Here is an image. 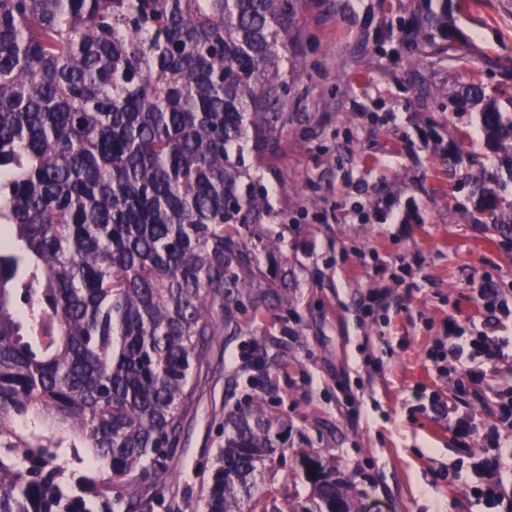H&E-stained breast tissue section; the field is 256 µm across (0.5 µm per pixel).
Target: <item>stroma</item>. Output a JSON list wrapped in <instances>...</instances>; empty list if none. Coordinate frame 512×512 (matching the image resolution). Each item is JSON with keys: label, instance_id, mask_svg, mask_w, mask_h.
Segmentation results:
<instances>
[{"label": "stroma", "instance_id": "35a3bbf8", "mask_svg": "<svg viewBox=\"0 0 512 512\" xmlns=\"http://www.w3.org/2000/svg\"><path fill=\"white\" fill-rule=\"evenodd\" d=\"M287 128L278 157L253 169L273 214L240 229L265 302L234 306L171 450L164 486L133 481L153 512H199L224 443V417L251 399L290 425L272 482L305 494L300 457L333 460L360 512H490L474 488L483 442L459 446L421 411L427 354L455 317L487 329L481 289L512 298V233L472 219L470 176L512 146L487 141L477 107L445 99L481 78L511 103L512 0H453L469 59L421 71L398 28L412 0H289ZM386 306L366 314L369 291ZM504 381L464 395L475 423L494 420Z\"/></svg>", "mask_w": 512, "mask_h": 512}]
</instances>
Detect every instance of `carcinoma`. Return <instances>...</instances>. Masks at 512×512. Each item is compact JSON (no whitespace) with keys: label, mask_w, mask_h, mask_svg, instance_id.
Here are the masks:
<instances>
[{"label":"carcinoma","mask_w":512,"mask_h":512,"mask_svg":"<svg viewBox=\"0 0 512 512\" xmlns=\"http://www.w3.org/2000/svg\"><path fill=\"white\" fill-rule=\"evenodd\" d=\"M400 31L417 64L448 59L451 0ZM288 0H0V512H151L228 304L266 293L239 224L271 212L244 152L274 159L287 124ZM492 140L512 116L470 81ZM512 181V153L472 181ZM288 421L253 400L224 418L203 512L357 508L305 454V502L259 482Z\"/></svg>","instance_id":"1"}]
</instances>
